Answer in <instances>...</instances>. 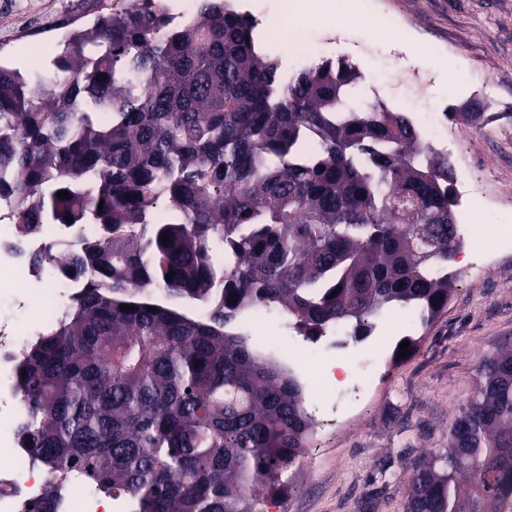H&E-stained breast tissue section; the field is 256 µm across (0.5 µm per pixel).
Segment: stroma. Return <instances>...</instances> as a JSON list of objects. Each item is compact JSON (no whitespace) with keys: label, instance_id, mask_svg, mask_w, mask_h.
<instances>
[{"label":"stroma","instance_id":"35a3bbf8","mask_svg":"<svg viewBox=\"0 0 512 512\" xmlns=\"http://www.w3.org/2000/svg\"><path fill=\"white\" fill-rule=\"evenodd\" d=\"M311 13H329L331 27L315 32L337 54L364 67L413 70L423 107L441 112L455 96L430 66L440 60L450 73L485 71L484 97L512 103V0H311ZM386 11L397 27L382 39L362 36L358 13ZM415 45L422 64L406 59ZM485 120L464 121L461 144L478 162L477 186L512 193V131L489 139ZM408 357L390 361L371 392L347 419L322 426L314 406L306 412L313 433L288 474L286 498H264L260 512H405L412 463L444 448L461 403L472 395L481 359L512 343V254L486 265L480 278L460 277L447 310L418 328Z\"/></svg>","mask_w":512,"mask_h":512}]
</instances>
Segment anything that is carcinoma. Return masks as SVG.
<instances>
[{"instance_id":"1","label":"carcinoma","mask_w":512,"mask_h":512,"mask_svg":"<svg viewBox=\"0 0 512 512\" xmlns=\"http://www.w3.org/2000/svg\"><path fill=\"white\" fill-rule=\"evenodd\" d=\"M57 67H0V214L103 234L30 256L81 288L14 357L18 440L54 477L25 512H51L72 477L133 512H256L311 421L237 320L277 303L306 336L365 338L391 308L429 326L460 248L448 154L401 112L346 106L347 62L284 81L228 0L180 27L164 0H124ZM405 512H512V346L480 361L447 449L414 463Z\"/></svg>"}]
</instances>
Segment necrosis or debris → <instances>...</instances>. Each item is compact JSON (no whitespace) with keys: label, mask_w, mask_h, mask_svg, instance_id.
I'll list each match as a JSON object with an SVG mask.
<instances>
[{"label":"necrosis or debris","mask_w":512,"mask_h":512,"mask_svg":"<svg viewBox=\"0 0 512 512\" xmlns=\"http://www.w3.org/2000/svg\"><path fill=\"white\" fill-rule=\"evenodd\" d=\"M4 8L19 19L16 27L0 29V42L18 45L24 43L37 29L53 25L56 14L33 4L20 6L16 0H5ZM291 4H283L280 33L261 29L259 40L265 50L281 52L284 44L309 45L314 55L327 53L325 44L315 41L309 25L287 20ZM386 72L368 70L360 84L351 85L347 93L349 104L361 107L366 96H373L376 103L390 104L398 112L415 116L417 128L433 146H446L448 161L454 172L453 208L454 221L464 227L460 249L483 255L493 261L501 253H512V196H501L476 188L470 176L475 166L472 155L459 153L460 133L449 124L441 112L417 111L411 91L400 96L388 97ZM93 224L70 226L49 224L39 232L27 234L19 225L0 220V291L11 289V303L24 309L28 298L36 295L46 282L57 283L63 294H74L76 282L61 275L58 267H33L29 262L32 253L49 246L68 243L79 236L96 234ZM39 324L19 325L9 317H0V512H24V504L43 498L51 482L48 473L35 469L32 453L20 447L12 427L25 415L14 394L12 375L13 357L18 336H32ZM416 330L413 311L394 309L381 312L368 338L355 339L347 324L339 323L325 329L321 335L309 338L294 328H287L288 348L282 356L291 362L295 376L310 404L319 406L327 417L351 414L358 397L368 393L392 351V340L409 336ZM349 368L344 384H337L331 371L337 362ZM59 512H128L122 499L101 500L98 494L83 482L69 486L59 502Z\"/></svg>","instance_id":"4bbe7bcc"}]
</instances>
